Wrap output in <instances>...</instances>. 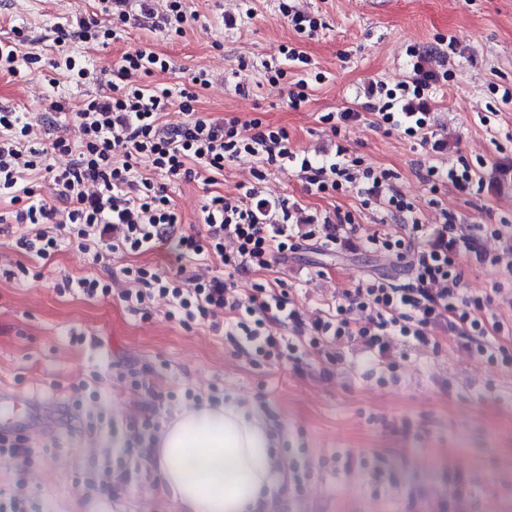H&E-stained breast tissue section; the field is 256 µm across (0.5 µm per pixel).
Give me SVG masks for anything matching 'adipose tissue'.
Returning a JSON list of instances; mask_svg holds the SVG:
<instances>
[{"instance_id":"ef3b65f1","label":"adipose tissue","mask_w":512,"mask_h":512,"mask_svg":"<svg viewBox=\"0 0 512 512\" xmlns=\"http://www.w3.org/2000/svg\"><path fill=\"white\" fill-rule=\"evenodd\" d=\"M272 444L256 412L205 405L176 415L152 455L178 512H266L282 471Z\"/></svg>"}]
</instances>
